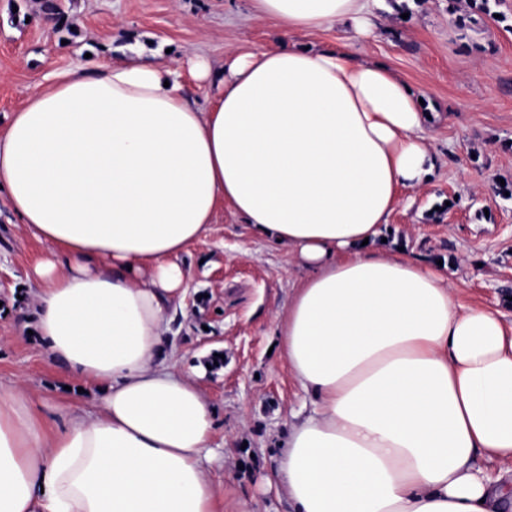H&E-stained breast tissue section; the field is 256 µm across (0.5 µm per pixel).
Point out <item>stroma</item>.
<instances>
[{
	"label": "stroma",
	"mask_w": 512,
	"mask_h": 512,
	"mask_svg": "<svg viewBox=\"0 0 512 512\" xmlns=\"http://www.w3.org/2000/svg\"><path fill=\"white\" fill-rule=\"evenodd\" d=\"M59 3L65 20L56 24L42 0H0V130L49 72L120 59L122 46L143 34L166 41L163 60L173 66L193 53L219 63L235 47L332 48L348 37L335 24L284 37L276 23L253 19L247 0ZM489 7L482 14L467 0H381L377 27L359 49L421 93L438 155L431 180L410 192L381 237L444 263L465 283L462 303L498 310L511 323L512 199L489 188L512 183V0ZM50 252L0 203V381L94 411L96 386L60 372L31 332L34 266ZM180 262L189 281L171 323L174 361L217 409L209 476L223 489L221 512H288L272 444L289 411L306 401L275 349L276 316L296 275L288 251L221 207Z\"/></svg>",
	"instance_id": "stroma-1"
}]
</instances>
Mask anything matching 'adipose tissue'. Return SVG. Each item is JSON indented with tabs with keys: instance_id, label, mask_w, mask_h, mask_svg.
I'll use <instances>...</instances> for the list:
<instances>
[{
	"instance_id": "adipose-tissue-1",
	"label": "adipose tissue",
	"mask_w": 512,
	"mask_h": 512,
	"mask_svg": "<svg viewBox=\"0 0 512 512\" xmlns=\"http://www.w3.org/2000/svg\"><path fill=\"white\" fill-rule=\"evenodd\" d=\"M375 2L248 6L288 35L359 40ZM159 55L57 72L0 131V191L55 247L37 332L100 391L90 412L0 384V512H219L216 408L169 367L167 313L221 205L298 271L276 325L311 403L278 459L292 512H503L474 458L512 462V324L376 243L437 167L419 93L348 47L237 50L188 60L203 109Z\"/></svg>"
}]
</instances>
